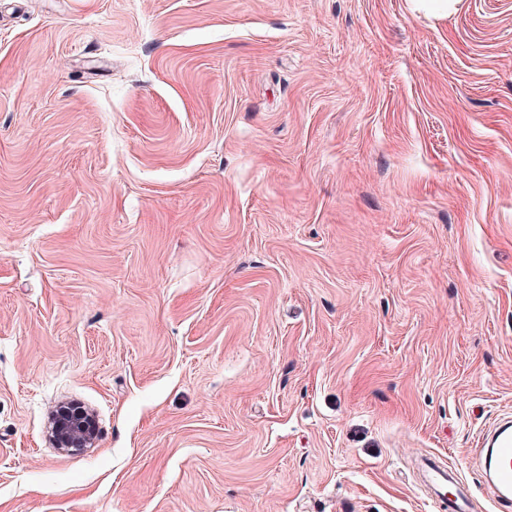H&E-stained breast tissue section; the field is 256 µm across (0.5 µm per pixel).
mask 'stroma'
I'll list each match as a JSON object with an SVG mask.
<instances>
[{
	"label": "stroma",
	"mask_w": 512,
	"mask_h": 512,
	"mask_svg": "<svg viewBox=\"0 0 512 512\" xmlns=\"http://www.w3.org/2000/svg\"><path fill=\"white\" fill-rule=\"evenodd\" d=\"M508 422L512 0H0V512H498ZM97 438L92 415L74 407H61L53 418V441L60 450L90 447ZM477 467L498 506H512V430L500 428L488 448H480ZM422 484L436 504L439 512H469L472 508L471 494L468 487L457 477V490L451 495L441 494L439 488L447 483L453 474L448 466L445 467L436 457L428 456L421 459Z\"/></svg>",
	"instance_id": "stroma-1"
}]
</instances>
